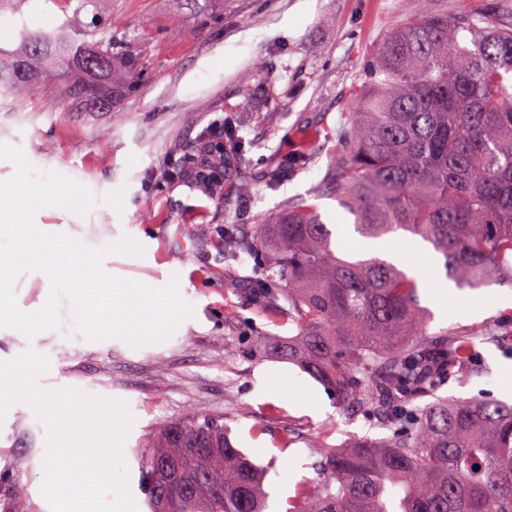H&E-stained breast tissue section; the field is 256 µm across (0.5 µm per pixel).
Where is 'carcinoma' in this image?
<instances>
[{"mask_svg":"<svg viewBox=\"0 0 512 512\" xmlns=\"http://www.w3.org/2000/svg\"><path fill=\"white\" fill-rule=\"evenodd\" d=\"M20 36L49 66L86 75L65 85L68 104L107 112L116 74L132 84L142 70L111 40ZM364 71L318 192L366 238L403 231L431 244L458 288L512 281V22L415 17L380 40ZM30 78L25 60L0 48V91ZM313 135L297 128L294 151L265 179L309 162ZM243 149L224 121V165ZM223 242L227 257L254 260L251 304L296 327L286 340L256 336L255 352L296 364L385 430L341 448L316 442L318 479L297 484L281 512H512V403L438 395L487 372L484 343L512 350V314L478 331L429 332L418 279L341 253L304 198L249 237L224 225ZM137 455L149 512H269L267 471L236 447L222 415L166 421Z\"/></svg>","mask_w":512,"mask_h":512,"instance_id":"obj_1","label":"carcinoma"}]
</instances>
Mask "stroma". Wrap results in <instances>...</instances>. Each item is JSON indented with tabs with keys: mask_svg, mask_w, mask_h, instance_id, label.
<instances>
[{
	"mask_svg": "<svg viewBox=\"0 0 512 512\" xmlns=\"http://www.w3.org/2000/svg\"><path fill=\"white\" fill-rule=\"evenodd\" d=\"M488 13L512 21V0H0V24L9 31L37 32L76 21L79 34L116 35L143 64L135 89L118 97L111 111H71L58 87L67 77H35L0 93V143L20 147L43 170L84 185L97 203L86 215L40 209L36 223L47 231L66 227L94 247L130 236L140 256L111 255L104 270L152 287L178 276L181 296L194 306L162 343L132 348L119 339L89 342L73 332L69 307L60 325L26 337L0 329V361L27 350L48 357L40 388H76L127 403L135 422L124 441L129 488L138 512H149L139 485L136 448L164 422L188 413L223 416L239 448L269 465L272 500L284 501L288 485L314 478L307 438L328 433L329 444L351 437H382L363 416L344 410L321 384L284 361L256 354L255 335H294V325L274 322L245 294L254 276L248 255L225 261L224 225L252 230L285 200L314 197L337 241L357 254L364 240L337 201L316 196L337 148L336 130L352 108L367 55L411 16ZM232 120L245 148L216 192L165 176L192 152L208 126ZM316 129L312 161L292 169L276 187L264 170L291 147L295 128ZM430 332L485 325L506 313L491 287L463 289L446 309L428 298ZM485 376L465 386L450 384L447 397L490 395L503 399L505 366L512 353L484 345ZM325 405L310 410L309 402ZM264 433H257L258 425ZM293 426L304 440L288 451L277 444ZM29 431L27 443L18 435ZM45 424L26 404L10 407L0 422V508L51 512L34 476L46 453Z\"/></svg>",
	"mask_w": 512,
	"mask_h": 512,
	"instance_id": "1",
	"label": "stroma"
}]
</instances>
